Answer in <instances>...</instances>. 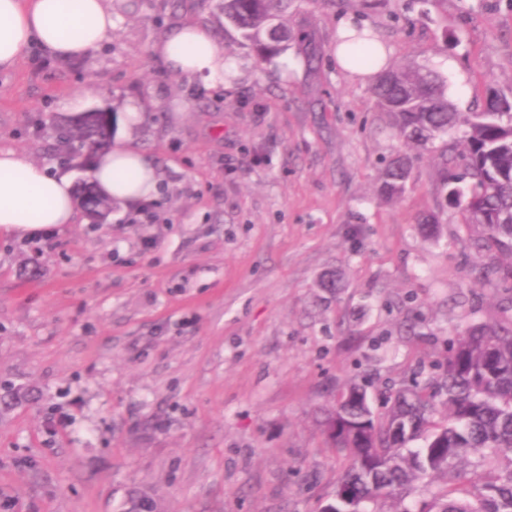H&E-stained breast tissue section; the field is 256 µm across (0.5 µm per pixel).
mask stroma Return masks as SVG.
Returning a JSON list of instances; mask_svg holds the SVG:
<instances>
[{
    "label": "stroma",
    "mask_w": 512,
    "mask_h": 512,
    "mask_svg": "<svg viewBox=\"0 0 512 512\" xmlns=\"http://www.w3.org/2000/svg\"><path fill=\"white\" fill-rule=\"evenodd\" d=\"M112 4L91 56L35 46L0 72L1 150L60 173L56 126L136 102L135 145L158 181L152 217L121 200L100 224L80 211L0 236V512H118L132 490L162 512H316L343 470L320 409L357 384L384 413L512 295L484 280L475 229L441 209L432 148L403 147L336 38L362 24L395 61L451 60L448 94L472 112L487 88L512 97V0L382 13L298 0L288 24L311 31L318 66L259 67L243 49L218 87L151 54L186 20L223 40L211 0ZM409 9L428 16L393 21ZM402 150L406 191L382 201L380 172Z\"/></svg>",
    "instance_id": "1"
}]
</instances>
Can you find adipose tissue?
<instances>
[{
	"label": "adipose tissue",
	"mask_w": 512,
	"mask_h": 512,
	"mask_svg": "<svg viewBox=\"0 0 512 512\" xmlns=\"http://www.w3.org/2000/svg\"><path fill=\"white\" fill-rule=\"evenodd\" d=\"M114 22L110 0H0V71L12 70L33 46L61 60L89 56L110 38ZM152 53L170 71L211 85L223 83L233 63L211 32L192 22L161 38ZM94 178L121 200L147 197L157 185L152 163L127 140L102 156ZM74 216L66 177L23 153L0 151V234L23 237L73 223Z\"/></svg>",
	"instance_id": "ef3b65f1"
}]
</instances>
